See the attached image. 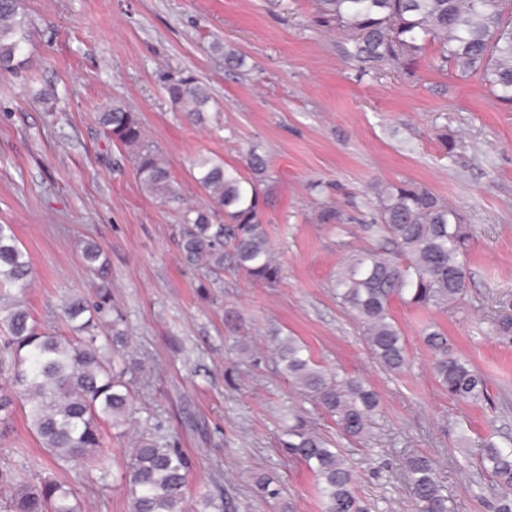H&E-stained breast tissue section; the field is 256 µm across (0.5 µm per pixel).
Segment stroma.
Returning <instances> with one entry per match:
<instances>
[{
  "mask_svg": "<svg viewBox=\"0 0 512 512\" xmlns=\"http://www.w3.org/2000/svg\"><path fill=\"white\" fill-rule=\"evenodd\" d=\"M23 3L32 20L29 62L0 76V224L12 226L34 268L23 299L41 327L66 332L61 299L92 292L79 243L97 241L126 320V359L137 370L128 421L104 428L107 477L93 471L72 482L20 411L0 439V463L70 485L83 512H128L123 459L157 426L194 460L186 512H197L206 494L224 512H280L279 501L257 496V475L280 486L290 512H322L314 475L279 444L282 418L296 406L341 448L371 512H417L402 479L412 450L438 461L453 512H491L493 478L459 437H512V110L480 79L457 81L424 64L411 77L391 65L357 77L341 37L311 25V0ZM227 48L244 56L242 67L225 68ZM181 70L210 90L204 125L189 122L162 88L163 74ZM115 101L138 113L181 203L148 194L126 149L103 134L96 116ZM442 134L458 145L455 161L443 155ZM254 150L269 162L262 222L282 277L269 288L227 272L200 288L204 272L180 248L182 209L204 199L191 163L203 153L241 167ZM402 181L462 213L473 237L454 307L393 302L409 362L391 372L332 284L368 245L361 227L372 221V186ZM324 203L345 223H318ZM430 323L485 376L488 400L463 403L439 387L421 336ZM273 325L301 339L317 364L376 391L367 441L343 437L279 371L266 342Z\"/></svg>",
  "mask_w": 512,
  "mask_h": 512,
  "instance_id": "stroma-1",
  "label": "stroma"
}]
</instances>
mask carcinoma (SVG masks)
<instances>
[{"label": "carcinoma", "instance_id": "cac0c4a2", "mask_svg": "<svg viewBox=\"0 0 512 512\" xmlns=\"http://www.w3.org/2000/svg\"><path fill=\"white\" fill-rule=\"evenodd\" d=\"M313 25L344 36L342 53L363 77L389 63L409 76L421 62L457 81L479 77L497 102L512 108V0H312ZM30 21L22 0H0V76L26 63ZM166 94L192 123L206 121L212 97L190 73L163 78ZM107 138L127 149L142 187L163 203L181 201L167 164L150 145L137 113L114 102L98 113ZM195 180L204 203L182 212L186 224L181 249L188 265L220 276L224 267L255 282L273 285L281 265L274 259L260 211V186L269 180L264 156L251 152L244 173L201 155ZM373 221L363 232L378 246L363 249L343 264L333 290L338 302L360 319L367 344L390 371L407 365L403 336L390 314L397 299L417 308L446 309L464 292L470 228L464 215L427 187L400 182L374 192ZM80 256L97 279L93 297L69 295L61 304L70 335L43 331L17 296L0 292V326L10 349V389L0 390V437L9 428L14 407L28 409L30 430L54 463L77 474L106 476L112 455L103 425L123 423L133 400L125 380L124 316L112 298L109 262L103 249L85 241ZM32 264L9 224H0V285L24 291ZM275 361L311 397L341 432L356 439L368 435L378 395L362 379L339 377L314 363L296 336L268 331ZM423 341L432 352L435 381L452 398L479 403L488 396L485 376L456 357L448 338L428 326ZM281 447L315 474L323 512H368L354 494V475L341 451L319 434L301 411L288 413ZM483 469L496 481L494 512H512V445L488 437L479 444ZM129 512H185L192 462L164 438L141 435L123 461ZM437 461L410 454L404 479L418 512H448ZM255 486L265 498L282 491L270 478ZM0 487L10 490L3 512H82L81 503L53 479L33 481L0 466Z\"/></svg>", "mask_w": 512, "mask_h": 512}]
</instances>
